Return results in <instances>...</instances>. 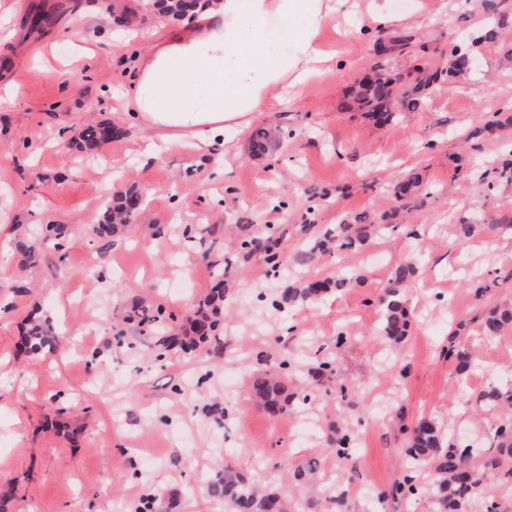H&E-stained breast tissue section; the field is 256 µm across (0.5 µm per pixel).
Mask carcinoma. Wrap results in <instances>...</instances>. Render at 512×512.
<instances>
[{
  "label": "carcinoma",
  "mask_w": 512,
  "mask_h": 512,
  "mask_svg": "<svg viewBox=\"0 0 512 512\" xmlns=\"http://www.w3.org/2000/svg\"><path fill=\"white\" fill-rule=\"evenodd\" d=\"M153 11L174 20L191 18L194 10L207 0H150ZM417 76L404 92H398L393 81L383 75L363 82L351 96L352 107L369 115L379 124H388L403 111H412L418 105L425 91L437 83L442 75L439 70L429 67L417 68ZM271 138L266 127H257L251 133L254 152L265 151ZM80 139L84 146L92 148L112 139V127L90 125L83 129ZM140 195L134 190L125 191L112 199L105 216V223L98 225L96 234L108 236L117 226L127 223L129 211L141 209ZM43 238L53 241L55 249L65 247L66 228L62 224H47L41 229ZM368 235L365 230L352 224H339L334 229L321 230L311 242L293 258L295 269L301 274L299 284L288 287L282 300L290 305L310 303L319 300L328 289L322 279L306 277V271L317 255L332 248L357 250ZM15 249L29 263L39 260L37 250L24 231L15 236ZM212 286L205 298L199 302L189 331L175 333L168 330L159 337L158 346L167 352L180 349L192 353L202 347L223 345L224 303L228 298L226 288V267L219 258L212 263ZM416 263L406 260L395 273L393 284L378 298L383 310L381 331L394 345H399L408 335L409 322L405 310L403 288L414 279ZM138 323L155 327L164 321L162 307L138 306L133 310ZM512 326V307L496 309L484 322L482 333L492 340L506 327ZM57 333L49 324L33 319L21 344L27 353L39 355L54 348ZM443 356L451 360L458 371L466 373L478 368L476 357L469 349L459 346L454 338L448 339V348ZM335 359L322 358L315 361L309 375L317 382L334 370ZM288 372L280 370L268 372L251 380V391L265 414L279 418L289 410L304 405L311 396L309 391H288ZM477 400L487 408L512 407V391H504L496 385H489L478 395ZM406 448L403 450V477L388 488L377 493L380 502L416 497L418 480L422 473L432 476L428 495L432 498L433 512H496L495 493L498 483L506 476H512V415L499 419L494 427V446L488 449L481 461L472 463L468 447L447 443L438 430L436 422L427 415L420 416L403 429ZM359 436L348 431L335 432L327 439L328 450L340 459H349L351 450L358 447ZM209 493L224 501L230 512H304V495L296 491L287 495L269 486H259L257 480L249 477L226 461L216 473V478L208 486Z\"/></svg>",
  "instance_id": "carcinoma-1"
}]
</instances>
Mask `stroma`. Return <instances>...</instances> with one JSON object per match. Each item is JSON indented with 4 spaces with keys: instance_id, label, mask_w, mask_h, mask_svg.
Instances as JSON below:
<instances>
[{
    "instance_id": "obj_1",
    "label": "stroma",
    "mask_w": 512,
    "mask_h": 512,
    "mask_svg": "<svg viewBox=\"0 0 512 512\" xmlns=\"http://www.w3.org/2000/svg\"><path fill=\"white\" fill-rule=\"evenodd\" d=\"M101 0H0V486L5 512H226L207 486L228 460L264 484L281 486L287 465L317 460L322 473L350 474L347 512H432L427 496L379 505L373 489L402 475L403 426L435 417L445 435L489 445L491 422L475 401L487 384L512 386V329L485 340L482 320L512 306V182L501 156L512 149V0H379L394 22L345 39L333 69L256 125L276 127L267 154L251 153L250 129L227 130L204 149L171 145L145 161L138 126L120 95L152 32L172 20L124 0L131 21L102 29L85 12ZM44 21L35 27L33 15ZM497 25L499 38L479 40ZM132 39L112 47L111 33ZM405 34L421 57L393 50ZM474 64L443 74L417 109L390 125L349 109L351 86L381 70L397 90L417 61L445 71L452 49ZM48 64L52 75L40 73ZM90 124L117 128L111 141L78 147ZM423 185L396 190L410 171ZM133 189L142 211L103 240L94 232L113 195ZM386 223L360 252L332 251L310 274L335 277L354 265L361 278L313 304H282L290 274L269 275L260 256L238 259L244 224H272L285 257L302 249L305 223L319 228ZM477 222L481 231L464 234ZM67 227V248L38 243L32 266L16 251L20 228ZM416 226L418 238L406 226ZM411 251L418 273L406 290L410 337L392 346L380 331L377 299L391 283L383 256ZM224 257L232 311L224 347L188 356L160 353L157 336L131 320L135 306L163 305L186 323ZM492 274L475 296L466 272ZM46 318L61 342L32 356L20 345L29 316ZM349 338L336 346L338 331ZM474 349L478 370L459 374L439 350L449 338ZM335 356L314 385L308 369ZM288 386L315 388L306 410L273 420L256 405L252 378L280 361ZM363 434L351 459L326 447L331 429Z\"/></svg>"
}]
</instances>
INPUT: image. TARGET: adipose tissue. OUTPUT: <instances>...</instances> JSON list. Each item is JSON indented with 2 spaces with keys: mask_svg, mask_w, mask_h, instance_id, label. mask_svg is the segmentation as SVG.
I'll return each mask as SVG.
<instances>
[{
  "mask_svg": "<svg viewBox=\"0 0 512 512\" xmlns=\"http://www.w3.org/2000/svg\"><path fill=\"white\" fill-rule=\"evenodd\" d=\"M348 0H211L138 57L125 98L158 146L248 126L296 97L335 52L324 29Z\"/></svg>",
  "mask_w": 512,
  "mask_h": 512,
  "instance_id": "obj_1",
  "label": "adipose tissue"
}]
</instances>
